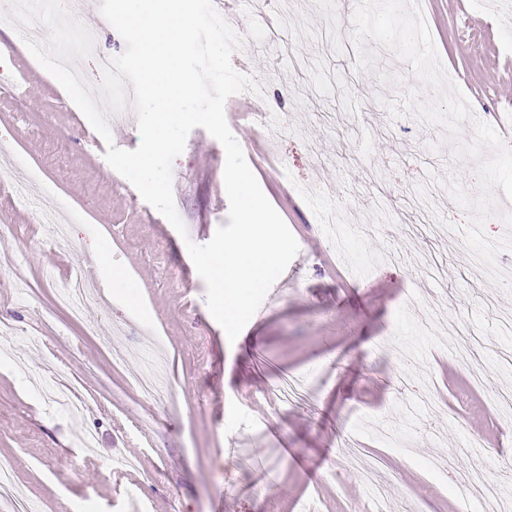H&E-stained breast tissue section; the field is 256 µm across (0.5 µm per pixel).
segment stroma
Returning a JSON list of instances; mask_svg holds the SVG:
<instances>
[{
    "label": "stroma",
    "instance_id": "stroma-1",
    "mask_svg": "<svg viewBox=\"0 0 512 512\" xmlns=\"http://www.w3.org/2000/svg\"><path fill=\"white\" fill-rule=\"evenodd\" d=\"M357 0H297L289 19L297 69L252 36L258 4L238 0L237 33H250L234 67L261 83L242 98L233 133L299 252L269 290L238 344L205 303L186 248L228 223L225 152L193 129L173 163L176 209L188 235L148 205L88 141L91 125L29 51L0 24V456L17 463V493L0 512H370L358 474H379L393 512H462L446 451L484 466L512 512V329L500 323L512 295L474 276L459 232L467 219L435 176L471 181L475 160L455 137L414 113L391 119L386 102L422 84L409 64L369 43L377 71L356 65ZM419 9L445 69L473 111L496 113L512 143V30L490 25L512 0H423ZM392 83L382 82L380 72ZM266 112L262 133L251 114ZM353 201L347 235L375 261L353 287L348 263L328 248L321 213ZM69 218L65 246L49 240L43 208ZM108 248L128 277L99 280L85 252ZM94 279L81 318L57 299L64 277ZM415 290L419 304L402 306ZM124 358L113 362V351ZM165 373L174 406L144 397L133 376ZM296 374L312 390L282 405L277 385ZM76 383L88 399L71 416L47 389ZM96 446H79L84 433ZM359 454L343 451L347 440Z\"/></svg>",
    "mask_w": 512,
    "mask_h": 512
}]
</instances>
